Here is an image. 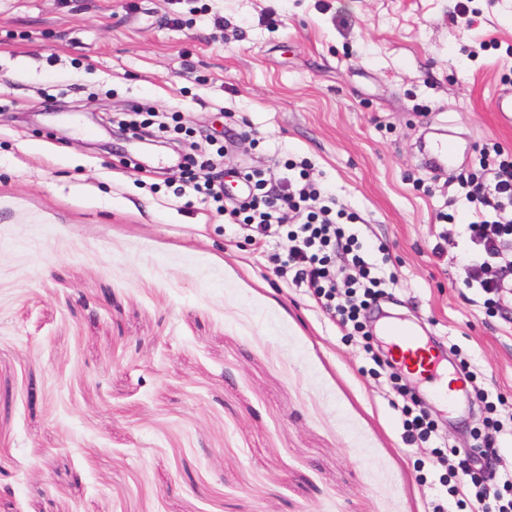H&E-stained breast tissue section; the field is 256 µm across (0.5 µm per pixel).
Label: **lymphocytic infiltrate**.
Listing matches in <instances>:
<instances>
[{
  "label": "lymphocytic infiltrate",
  "instance_id": "lymphocytic-infiltrate-1",
  "mask_svg": "<svg viewBox=\"0 0 512 512\" xmlns=\"http://www.w3.org/2000/svg\"><path fill=\"white\" fill-rule=\"evenodd\" d=\"M220 163L215 156H183L179 179L192 193L222 202ZM479 165L482 180L459 181L462 196L477 206L468 224L469 256L461 271L466 288L497 297L512 288V153L481 149ZM234 176L247 184L248 193L225 208V216L253 235H286L288 253L274 259L278 273L291 274L292 285L315 298L332 321L364 332L367 310L383 288L393 285L394 276L368 261L357 235L348 229L352 214L325 196L304 168L296 174L241 169ZM397 393L403 400L404 442L411 446L435 440L438 433L429 413L406 388ZM500 430V420H492L469 452H441L434 459L449 478L471 481L469 512H512V464L497 447Z\"/></svg>",
  "mask_w": 512,
  "mask_h": 512
}]
</instances>
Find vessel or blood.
<instances>
[{"label": "vessel or blood", "instance_id": "obj_1", "mask_svg": "<svg viewBox=\"0 0 512 512\" xmlns=\"http://www.w3.org/2000/svg\"><path fill=\"white\" fill-rule=\"evenodd\" d=\"M426 155L435 165L444 169L458 160L460 146L452 138H442L427 147ZM379 331L389 341L391 356L411 374L426 379L432 385L437 400L450 405L455 403L454 389L443 383L441 366L445 359L444 350L431 345L415 327L400 321L383 322Z\"/></svg>", "mask_w": 512, "mask_h": 512}]
</instances>
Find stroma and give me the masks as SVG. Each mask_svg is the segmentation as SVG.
<instances>
[{"label": "stroma", "mask_w": 512, "mask_h": 512, "mask_svg": "<svg viewBox=\"0 0 512 512\" xmlns=\"http://www.w3.org/2000/svg\"><path fill=\"white\" fill-rule=\"evenodd\" d=\"M0 0V512H431L427 444L402 439L378 331L350 334L275 273L287 238L188 201L157 112L223 167L306 162L386 244L381 314L455 346L477 384L418 396L466 451L512 408V294L465 288L471 210L433 174L437 133L512 152V0ZM136 158L137 168L127 165ZM43 393L26 402L27 387Z\"/></svg>", "instance_id": "35a3bbf8"}]
</instances>
